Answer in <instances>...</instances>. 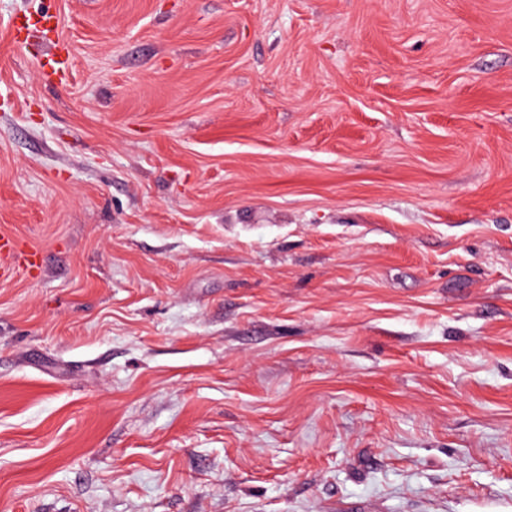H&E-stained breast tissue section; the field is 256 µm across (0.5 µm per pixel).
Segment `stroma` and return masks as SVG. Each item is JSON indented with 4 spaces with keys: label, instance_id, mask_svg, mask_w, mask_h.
<instances>
[{
    "label": "stroma",
    "instance_id": "obj_1",
    "mask_svg": "<svg viewBox=\"0 0 512 512\" xmlns=\"http://www.w3.org/2000/svg\"><path fill=\"white\" fill-rule=\"evenodd\" d=\"M2 234L0 512H512V0H0ZM12 33L17 41L25 40L33 34L41 35L47 47V52L39 61L42 77L48 82H53V77L62 75L66 68L69 49L55 15L43 11L17 16L12 23ZM15 266H22L28 271L37 268L39 266L37 253L30 251L18 255L11 240L0 238V273L2 271V276L11 274Z\"/></svg>",
    "mask_w": 512,
    "mask_h": 512
}]
</instances>
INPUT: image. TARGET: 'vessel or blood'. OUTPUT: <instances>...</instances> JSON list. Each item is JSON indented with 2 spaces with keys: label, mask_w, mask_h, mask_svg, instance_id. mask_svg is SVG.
<instances>
[{
  "label": "vessel or blood",
  "mask_w": 512,
  "mask_h": 512,
  "mask_svg": "<svg viewBox=\"0 0 512 512\" xmlns=\"http://www.w3.org/2000/svg\"><path fill=\"white\" fill-rule=\"evenodd\" d=\"M12 33L15 40L27 39L30 35L38 34L44 39L47 51L39 62L40 70L45 80L61 76L66 68L69 49L59 28L57 17L48 12L24 14L14 19ZM39 265L37 253H16L11 240L0 238V272L12 273L14 267L21 266L33 270Z\"/></svg>",
  "instance_id": "1"
}]
</instances>
